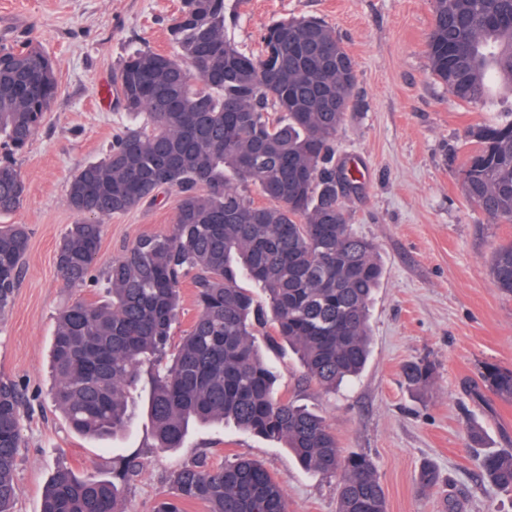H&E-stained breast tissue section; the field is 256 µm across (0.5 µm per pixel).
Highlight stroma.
I'll list each match as a JSON object with an SVG mask.
<instances>
[{"label":"stroma","instance_id":"stroma-1","mask_svg":"<svg viewBox=\"0 0 512 512\" xmlns=\"http://www.w3.org/2000/svg\"><path fill=\"white\" fill-rule=\"evenodd\" d=\"M224 33L258 51L276 19L316 17L332 25L355 63L354 106L336 135V160L355 172L344 194L355 232L374 241L383 277L370 310L371 355L362 374L327 394L306 378L287 346L265 347L280 373L279 392L322 416L344 453L374 459L387 512H512V494L483 478V454L512 448V401L475 397L482 363L512 366V295L494 288L493 247L512 241V224H492L462 187L471 148L468 126L512 117V92L496 86L483 109L456 100L432 74L426 42L433 0H224ZM180 0H0V39L30 40L52 58L57 94L23 149L0 137V159L15 162L26 185L22 206L1 224L28 231L21 284L0 315V375L16 381L28 407L15 472V512H41L44 488L61 466L85 478L111 477L116 461L143 469L121 484L125 512H150L168 493L170 473L198 458L219 466L235 456L259 460L285 482L288 512H336V478L298 466L282 443L224 427L192 429L182 448L154 446L143 413L153 373L143 365L126 434L79 436L52 406L49 348L67 304L101 299L95 288L66 287L56 267L59 242L79 216L66 202L71 177L100 161L130 119L102 86L135 47L175 53L168 24ZM179 196L103 219L95 273L139 237L165 233ZM425 359L435 381L411 391L401 368ZM483 434L472 442L471 428ZM431 463L440 484L418 492Z\"/></svg>","mask_w":512,"mask_h":512}]
</instances>
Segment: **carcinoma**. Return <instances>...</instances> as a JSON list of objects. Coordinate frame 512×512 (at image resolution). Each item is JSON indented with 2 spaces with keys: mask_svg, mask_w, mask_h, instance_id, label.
<instances>
[{
  "mask_svg": "<svg viewBox=\"0 0 512 512\" xmlns=\"http://www.w3.org/2000/svg\"><path fill=\"white\" fill-rule=\"evenodd\" d=\"M291 31L275 20L258 54L224 36V0H181L168 27L179 52L134 49L114 72L119 102L134 122L104 158L73 175L68 206L83 219L57 251L70 288H85L102 233L99 216L126 214L162 188L180 194L174 223L139 237L107 268L108 300L62 308L50 346L52 400L69 428L110 437L127 424L129 400L145 360L165 361L151 378L147 412L155 447L174 450L196 423L232 425L278 440L305 469L338 479L337 512H387L374 460L345 455L319 415L278 395V372L262 355L261 330L282 341L307 376L332 392L364 369L370 303L383 269L373 242L356 234L336 183V134L348 110L322 105L338 90L352 95L356 71L322 68L297 43H326L345 56L335 29L316 18ZM427 57L432 74L463 103L482 107L489 77L512 91V0H434ZM58 84L53 62L27 41L0 44V135L23 147L42 124ZM476 148L463 170L466 197L493 224H512V119L467 131ZM254 188L266 200L248 195ZM25 183L0 163V213L17 210ZM28 233L0 225V313L20 284ZM494 287L512 293V243L492 253ZM252 281L264 296L240 285ZM197 314L171 347L185 281ZM406 384L429 388L433 365H403ZM481 385L512 400V367L486 362ZM26 407L18 386L0 376V512H14V473ZM482 474L512 493V449L480 460ZM141 463L125 459L128 481ZM427 464L417 488L439 483ZM173 492L151 512H287L284 481L252 458L220 466L186 465L169 475ZM42 512H124L115 481L59 468Z\"/></svg>",
  "mask_w": 512,
  "mask_h": 512,
  "instance_id": "carcinoma-1",
  "label": "carcinoma"
}]
</instances>
